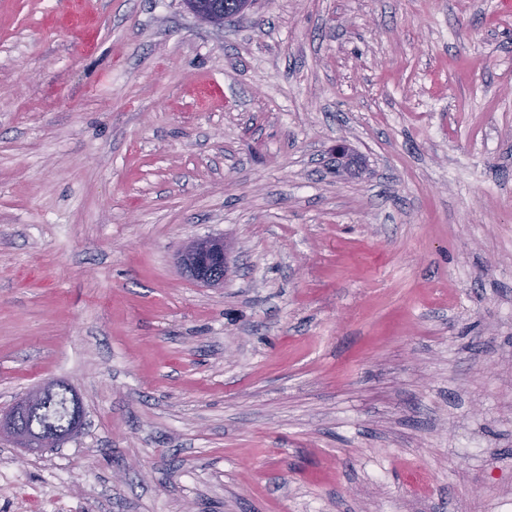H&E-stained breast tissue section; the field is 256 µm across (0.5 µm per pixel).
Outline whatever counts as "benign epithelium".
I'll list each match as a JSON object with an SVG mask.
<instances>
[{
  "label": "benign epithelium",
  "instance_id": "1",
  "mask_svg": "<svg viewBox=\"0 0 512 512\" xmlns=\"http://www.w3.org/2000/svg\"><path fill=\"white\" fill-rule=\"evenodd\" d=\"M189 10L202 22L224 27V11L213 0H185ZM181 264L194 280L208 286L224 283L229 270V255L224 240L206 238L193 242L182 254ZM57 384H41L23 394L6 413L0 412V436L6 435L19 447L32 452L59 445L62 432L55 428H33L27 418L39 412Z\"/></svg>",
  "mask_w": 512,
  "mask_h": 512
}]
</instances>
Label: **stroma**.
Here are the masks:
<instances>
[{"label":"stroma","instance_id":"stroma-1","mask_svg":"<svg viewBox=\"0 0 512 512\" xmlns=\"http://www.w3.org/2000/svg\"><path fill=\"white\" fill-rule=\"evenodd\" d=\"M497 2L0 0V512H512ZM224 11L231 15L237 14L238 0H223ZM189 10L202 22L213 27H223L227 16L224 11L213 2V0H186L184 1ZM181 264L197 282L208 286L224 284L229 255L224 240L206 238L193 242L182 254ZM57 383L40 384L23 394L6 413L0 412V437L7 435L15 440L20 448L38 452L44 448H56L62 432L55 428H41L45 422L63 426L68 422V395L60 393L46 407L40 416L32 420L33 427L25 423L27 418L39 412L45 400L56 390Z\"/></svg>","mask_w":512,"mask_h":512}]
</instances>
